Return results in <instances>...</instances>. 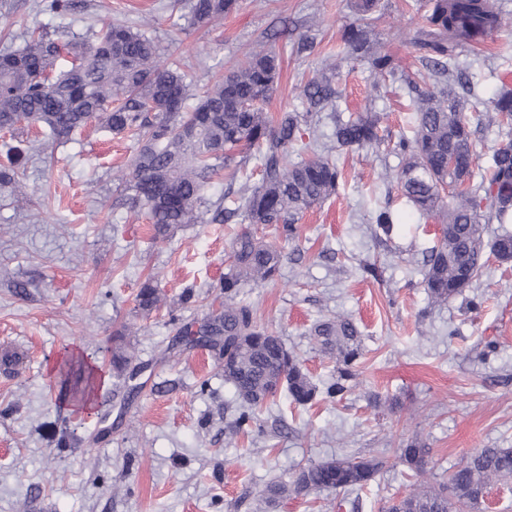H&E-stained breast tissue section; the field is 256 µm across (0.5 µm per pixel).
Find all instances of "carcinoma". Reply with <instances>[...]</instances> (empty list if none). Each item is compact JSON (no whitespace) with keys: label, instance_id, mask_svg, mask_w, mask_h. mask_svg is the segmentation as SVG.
Wrapping results in <instances>:
<instances>
[{"label":"carcinoma","instance_id":"carcinoma-1","mask_svg":"<svg viewBox=\"0 0 512 512\" xmlns=\"http://www.w3.org/2000/svg\"><path fill=\"white\" fill-rule=\"evenodd\" d=\"M238 0H189L193 23L213 27L233 11ZM354 22L345 29L336 59L316 68L300 87L302 109L272 118L265 105L280 76L275 48L261 45L246 54L224 76L199 94L176 60L164 62L147 31L123 23L108 24L91 41L63 27L52 36L31 34L16 50L0 53V130L25 121L49 130L55 140L69 138L93 119L112 132L126 133L135 149L129 174L121 181L133 206L147 209L155 236L182 224H227L240 217L250 224L273 226L276 238L299 237L298 222L314 205L336 193L340 172L332 151L305 138L319 112L330 113L336 144L362 149L377 144L378 112L354 116L340 106L336 89L341 64L368 61L373 97H384L386 78L400 76L415 114L413 135L400 138L396 154L404 158L382 181L395 185L419 216L440 222V238L428 256L423 286L433 303H443L473 286L484 266L483 225L500 224L490 253L501 263L512 261V142L476 153L474 131L466 112L484 117V126L512 122V86L501 84L487 99L478 93L466 57L471 47L509 25L501 0H426L425 22L409 45L426 64L416 79L399 73L394 58L382 51L372 32L378 0H349ZM196 96L190 112L183 104ZM257 153L261 177L217 202L206 199L207 181L234 161ZM300 156L288 162V154ZM483 158L485 174L475 180V159ZM24 157L16 152L0 167V181L19 174ZM400 218L383 208L374 224L389 236ZM233 261L219 288L224 309L208 316L202 327L185 330L189 342L204 341L228 353L224 381L240 400L235 433L245 431L255 413L281 392L299 405L311 403L318 389L296 355L271 331L261 328L252 307L239 300L242 288L259 287L278 275L283 254L272 242L248 230L232 245ZM146 315L160 308L159 287L148 279L136 296ZM312 336L320 350L336 359V376L326 386L329 399H341L356 387L362 356L359 331L347 317L318 321ZM133 356L123 346L112 353V370L125 376ZM57 401L67 405L94 391L97 374L87 360L64 353L54 365ZM398 458L416 476L425 474L430 449L412 440ZM385 465L383 458H331L298 468L289 481L273 480L259 490L268 506L288 493L359 491ZM512 480V448H478L452 470L445 482L418 483L393 499L383 512H474L483 502L479 492Z\"/></svg>","mask_w":512,"mask_h":512}]
</instances>
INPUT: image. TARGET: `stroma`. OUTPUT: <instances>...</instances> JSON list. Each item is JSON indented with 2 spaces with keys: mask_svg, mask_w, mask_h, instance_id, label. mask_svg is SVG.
<instances>
[{
  "mask_svg": "<svg viewBox=\"0 0 512 512\" xmlns=\"http://www.w3.org/2000/svg\"><path fill=\"white\" fill-rule=\"evenodd\" d=\"M48 2L0 0V52L35 29L89 37L105 21L146 23L162 59L182 60L199 91L273 30L314 31L309 57L276 45L272 117L297 106L301 79L335 53L353 21L346 0H239L212 30L174 0H71L64 16ZM379 5L386 51L405 72L421 71L406 44L423 22L417 0ZM490 67L495 77L479 87L485 98L498 81L512 84V32L479 46L474 72ZM387 89L377 103L381 143L336 151V193L305 213L299 239L283 246L279 275L240 295L320 385L336 362L310 329L323 317H351L363 351L358 385L341 400L305 406L280 396L235 437L239 402L215 350L187 345L180 330L220 310L217 284L237 225L184 224L155 238L147 216L114 203L128 138L95 121L58 143L18 124L30 158L18 186H0V354H22L0 372V512H379L412 489L397 458L412 439L430 448L434 482L474 449L512 447V262L489 261L473 288L429 301L423 258L438 222L379 186L385 168L401 165L392 141L414 122L398 82ZM385 205L402 222L382 242L371 216ZM370 264L377 275L364 273ZM149 277L166 303L145 316L136 295ZM127 324L139 329L126 342L142 367L131 385L112 372V337ZM65 351L90 358L103 378L88 406L56 401L52 366ZM331 456H381L386 465L354 496L291 494L271 509L260 502L269 481Z\"/></svg>",
  "mask_w": 512,
  "mask_h": 512,
  "instance_id": "35a3bbf8",
  "label": "stroma"
}]
</instances>
